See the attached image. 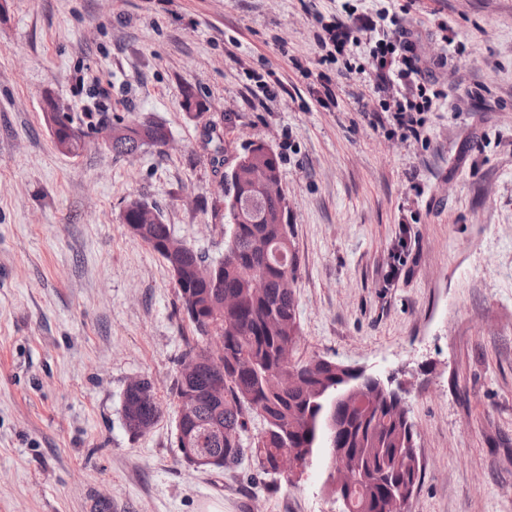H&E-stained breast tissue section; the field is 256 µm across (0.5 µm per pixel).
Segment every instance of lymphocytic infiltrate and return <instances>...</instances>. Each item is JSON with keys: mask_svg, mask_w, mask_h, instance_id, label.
Instances as JSON below:
<instances>
[{"mask_svg": "<svg viewBox=\"0 0 512 512\" xmlns=\"http://www.w3.org/2000/svg\"><path fill=\"white\" fill-rule=\"evenodd\" d=\"M367 33L373 36L370 53L375 60V89L397 90L396 97L385 102L379 124L400 130L407 137H421L426 131L424 114L442 94L436 88L432 67L416 50L415 32L395 18L381 30L372 17L358 14L352 21L332 25L328 43L337 49H353L361 45Z\"/></svg>", "mask_w": 512, "mask_h": 512, "instance_id": "obj_1", "label": "lymphocytic infiltrate"}]
</instances>
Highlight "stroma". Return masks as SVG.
<instances>
[{"mask_svg":"<svg viewBox=\"0 0 512 512\" xmlns=\"http://www.w3.org/2000/svg\"><path fill=\"white\" fill-rule=\"evenodd\" d=\"M351 2L399 13L453 84L425 139L375 128L369 46L323 59L318 19L340 0H0V512H340L321 459L290 486L183 460L171 388L191 334L167 263L122 219L147 199L221 257L222 173L252 142L288 199L298 357L402 385L409 512H512V0ZM48 94L89 131L79 155L55 147ZM142 118L168 146L105 148ZM134 378L162 408L141 435L122 413Z\"/></svg>","mask_w":512,"mask_h":512,"instance_id":"1","label":"stroma"}]
</instances>
